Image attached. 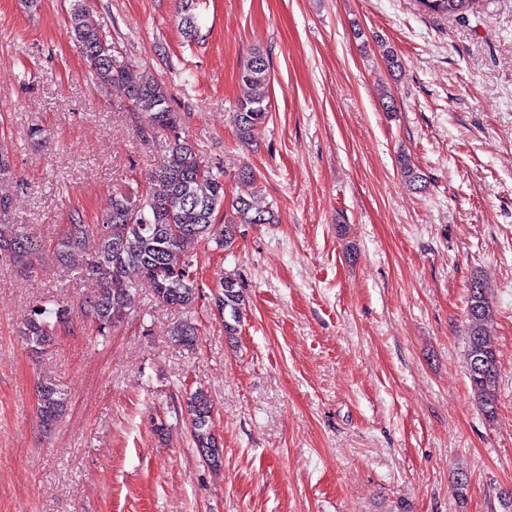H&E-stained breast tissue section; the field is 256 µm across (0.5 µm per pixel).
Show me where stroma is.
Masks as SVG:
<instances>
[{
	"label": "stroma",
	"instance_id": "stroma-1",
	"mask_svg": "<svg viewBox=\"0 0 512 512\" xmlns=\"http://www.w3.org/2000/svg\"><path fill=\"white\" fill-rule=\"evenodd\" d=\"M74 0H0V221L55 240L134 197L168 140L86 69L65 34ZM132 63L167 88L205 167L254 172L272 224L232 251L189 245L195 309L143 290L107 336L76 315L42 354L29 309L81 306L87 280L0 264V512H505L512 490V0L444 16L418 0H83ZM402 62L391 75L383 57ZM270 64V114L236 136L238 72ZM395 102L384 111L377 88ZM48 138L36 143L29 130ZM423 178L402 180L399 155ZM247 299L236 339L212 304L224 273ZM491 288L498 411L466 367L472 279ZM198 327L188 349L171 327ZM66 412L36 414L38 374ZM205 388L223 465L198 454L186 398ZM464 486H457V478Z\"/></svg>",
	"mask_w": 512,
	"mask_h": 512
}]
</instances>
